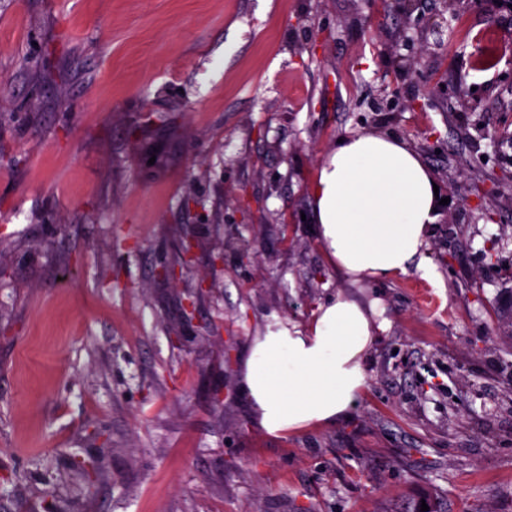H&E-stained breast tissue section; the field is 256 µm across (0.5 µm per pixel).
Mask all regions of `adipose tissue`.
I'll return each instance as SVG.
<instances>
[{
    "instance_id": "ef3b65f1",
    "label": "adipose tissue",
    "mask_w": 512,
    "mask_h": 512,
    "mask_svg": "<svg viewBox=\"0 0 512 512\" xmlns=\"http://www.w3.org/2000/svg\"><path fill=\"white\" fill-rule=\"evenodd\" d=\"M434 181L407 143L380 134L343 137L319 166L313 222L337 270L352 280L391 279L423 262L436 219ZM374 326L366 306L339 294L305 329L257 337L241 381L256 421L272 435L345 418L366 385Z\"/></svg>"
}]
</instances>
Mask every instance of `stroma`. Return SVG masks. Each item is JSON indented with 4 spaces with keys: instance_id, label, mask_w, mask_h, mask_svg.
<instances>
[{
    "instance_id": "stroma-1",
    "label": "stroma",
    "mask_w": 512,
    "mask_h": 512,
    "mask_svg": "<svg viewBox=\"0 0 512 512\" xmlns=\"http://www.w3.org/2000/svg\"><path fill=\"white\" fill-rule=\"evenodd\" d=\"M352 133L438 186L430 277L328 261ZM510 287L511 6L0 0V512H512ZM339 293L376 305L365 388L267 434L254 339Z\"/></svg>"
}]
</instances>
